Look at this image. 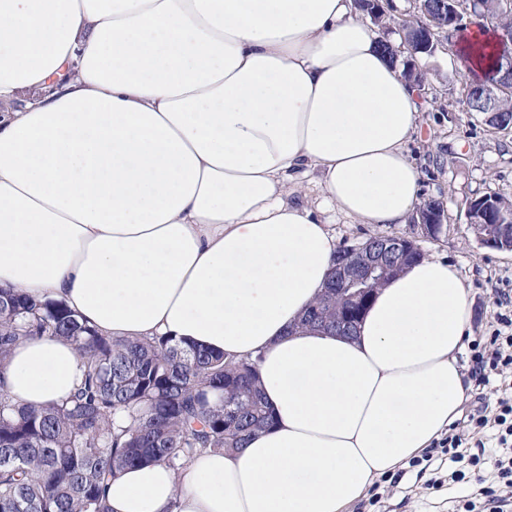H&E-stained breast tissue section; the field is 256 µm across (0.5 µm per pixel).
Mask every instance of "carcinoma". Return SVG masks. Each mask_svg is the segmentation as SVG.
<instances>
[{
	"mask_svg": "<svg viewBox=\"0 0 512 512\" xmlns=\"http://www.w3.org/2000/svg\"><path fill=\"white\" fill-rule=\"evenodd\" d=\"M501 0H456L430 29L405 40L437 47L435 31L458 29L453 15L489 14L512 26ZM375 23L386 24L378 0H356ZM344 314L327 287L306 313L307 325L333 329ZM65 338L82 359L80 384L40 408L18 403L0 378V512H112L105 490L134 464L163 461L177 469L208 449L236 450L272 425L257 389L258 360L183 345L163 336L114 339L79 321L65 303L35 301L0 289V363L19 342Z\"/></svg>",
	"mask_w": 512,
	"mask_h": 512,
	"instance_id": "cac0c4a2",
	"label": "carcinoma"
}]
</instances>
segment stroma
I'll use <instances>...</instances> for the list:
<instances>
[{
    "mask_svg": "<svg viewBox=\"0 0 512 512\" xmlns=\"http://www.w3.org/2000/svg\"><path fill=\"white\" fill-rule=\"evenodd\" d=\"M424 77L419 130L408 152L420 173L423 199L442 201L448 222L444 234L421 236L414 224L390 227L348 224L337 219L331 229L337 244H355L371 237H417L424 254L445 258L470 290L471 343L486 342L500 315L512 316V252L477 244L465 211L470 200L498 194L512 201V132L494 129L486 113L467 107L463 84L448 80L456 69V53L447 33H440L433 54L413 57ZM499 376L473 385L460 407L452 433L461 435L462 459L449 461L440 447L422 452L407 465L380 480L366 499L346 512H464L468 502H480V489L500 490L504 482L494 466L497 431H474L473 415L494 406ZM480 457L472 465V457Z\"/></svg>",
    "mask_w": 512,
    "mask_h": 512,
    "instance_id": "stroma-1",
    "label": "stroma"
}]
</instances>
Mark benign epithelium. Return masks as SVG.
Masks as SVG:
<instances>
[{"instance_id":"7a95c632","label":"benign epithelium","mask_w":512,"mask_h":512,"mask_svg":"<svg viewBox=\"0 0 512 512\" xmlns=\"http://www.w3.org/2000/svg\"><path fill=\"white\" fill-rule=\"evenodd\" d=\"M468 224L474 230L481 246L512 250V225L490 224L484 219V210L467 214ZM445 216L437 211L421 218L417 224L426 237L441 233ZM332 280L336 281V294L347 302V317L336 323V332L351 335L361 311L374 291L373 284L389 272L401 269L422 250L414 237H382L375 242L341 246Z\"/></svg>"}]
</instances>
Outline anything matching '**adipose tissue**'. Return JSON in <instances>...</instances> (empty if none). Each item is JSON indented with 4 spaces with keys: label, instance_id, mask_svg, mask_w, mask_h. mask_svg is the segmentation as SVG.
Listing matches in <instances>:
<instances>
[{
    "label": "adipose tissue",
    "instance_id": "adipose-tissue-1",
    "mask_svg": "<svg viewBox=\"0 0 512 512\" xmlns=\"http://www.w3.org/2000/svg\"><path fill=\"white\" fill-rule=\"evenodd\" d=\"M449 80L494 69L470 17ZM353 0H0V288L117 339L259 361L274 424L109 481L112 512H342L440 440L470 388V292L422 256L352 336L303 326L337 247L327 212L403 224L420 92ZM63 339L16 345L12 396L70 394Z\"/></svg>",
    "mask_w": 512,
    "mask_h": 512
}]
</instances>
